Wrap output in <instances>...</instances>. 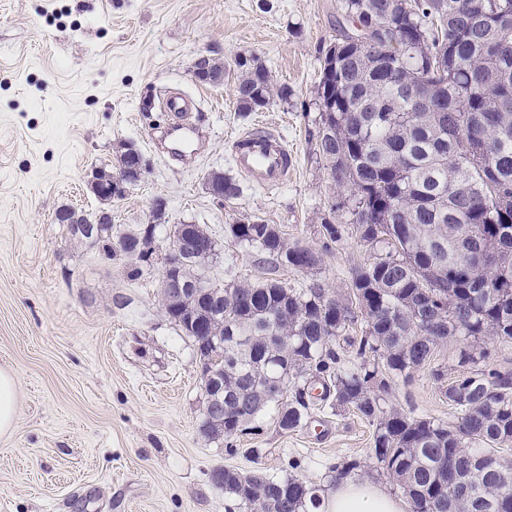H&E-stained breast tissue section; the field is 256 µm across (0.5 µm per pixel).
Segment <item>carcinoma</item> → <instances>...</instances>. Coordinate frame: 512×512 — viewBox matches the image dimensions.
<instances>
[{
	"mask_svg": "<svg viewBox=\"0 0 512 512\" xmlns=\"http://www.w3.org/2000/svg\"><path fill=\"white\" fill-rule=\"evenodd\" d=\"M355 28L323 48L313 151L349 192L359 239L376 250L355 267L349 291L320 283L283 286L275 278L224 285V312L202 318L224 341V441L274 411L295 432L325 403L352 408L375 426L367 458L407 498L410 512H512V371L486 366L496 340H512V0H346ZM194 72L205 84L224 76L210 58ZM234 97L242 115L288 101L255 57L236 60ZM224 200L240 182L220 175ZM274 268L309 271L322 254L289 244L274 224L239 219L225 228ZM324 248L344 229L322 219ZM146 261L139 242L154 238L103 230L96 246L110 259L111 239ZM208 257L181 276L201 301L214 289ZM356 362L336 345L343 333ZM463 342L445 396L457 424L386 405L391 383L422 369L445 384L437 349ZM357 458L333 467L344 479ZM466 483L468 494H451ZM227 512H309L319 489L292 475L223 470Z\"/></svg>",
	"mask_w": 512,
	"mask_h": 512,
	"instance_id": "carcinoma-1",
	"label": "carcinoma"
}]
</instances>
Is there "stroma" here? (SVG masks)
<instances>
[{"instance_id": "stroma-1", "label": "stroma", "mask_w": 512, "mask_h": 512, "mask_svg": "<svg viewBox=\"0 0 512 512\" xmlns=\"http://www.w3.org/2000/svg\"><path fill=\"white\" fill-rule=\"evenodd\" d=\"M351 28L342 0H0V368L18 386L14 429L0 437V512H226L216 470L290 471L326 492L337 462L365 457L373 428L347 408L315 409L288 434L267 416L230 446L206 437L195 343L165 316L160 296L177 224L203 225L216 240L205 273L217 285L272 273L294 288L318 282L343 293L351 270L372 258L350 228L346 190L312 144L320 50ZM202 55L223 62L221 84L195 80ZM241 56L260 58L288 100L240 116ZM174 89L202 100L200 151L182 163L152 134L167 120L152 102ZM260 127L282 136L295 168L277 188L247 181L238 199L217 202L209 174H235L234 137ZM128 144L149 166L113 200V226L148 223L152 200L167 202L152 261L134 281V259L105 258L54 221L64 205L100 209L87 177L113 168ZM244 217L322 250L321 263L271 271L225 236ZM325 217L346 227L327 252ZM389 401L457 421L425 370L394 382Z\"/></svg>"}]
</instances>
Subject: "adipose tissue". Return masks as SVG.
<instances>
[{
	"mask_svg": "<svg viewBox=\"0 0 512 512\" xmlns=\"http://www.w3.org/2000/svg\"><path fill=\"white\" fill-rule=\"evenodd\" d=\"M322 512H406V504L370 481L345 479L324 498Z\"/></svg>",
	"mask_w": 512,
	"mask_h": 512,
	"instance_id": "adipose-tissue-1",
	"label": "adipose tissue"
}]
</instances>
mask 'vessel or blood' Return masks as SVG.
<instances>
[{"mask_svg": "<svg viewBox=\"0 0 512 512\" xmlns=\"http://www.w3.org/2000/svg\"><path fill=\"white\" fill-rule=\"evenodd\" d=\"M195 106V99L180 92L169 94L162 102L170 118L164 137L171 155H185L194 146L198 130L188 124L187 116ZM232 158L238 171L261 188H272L286 181L295 161L281 136L263 128L238 134L233 142Z\"/></svg>", "mask_w": 512, "mask_h": 512, "instance_id": "b4317fda", "label": "vessel or blood"}]
</instances>
